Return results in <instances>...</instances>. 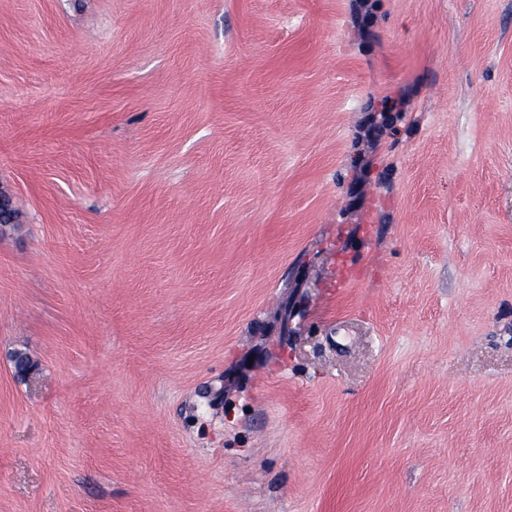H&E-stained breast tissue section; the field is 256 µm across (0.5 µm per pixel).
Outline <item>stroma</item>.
I'll return each instance as SVG.
<instances>
[{"label":"stroma","mask_w":512,"mask_h":512,"mask_svg":"<svg viewBox=\"0 0 512 512\" xmlns=\"http://www.w3.org/2000/svg\"><path fill=\"white\" fill-rule=\"evenodd\" d=\"M374 3L0 0V512H512V0Z\"/></svg>","instance_id":"stroma-1"}]
</instances>
